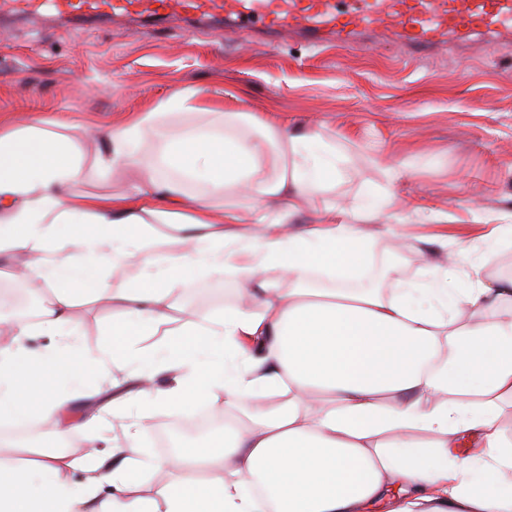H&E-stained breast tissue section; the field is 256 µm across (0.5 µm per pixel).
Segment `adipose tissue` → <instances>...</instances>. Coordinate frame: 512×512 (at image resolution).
I'll return each mask as SVG.
<instances>
[{
  "label": "adipose tissue",
  "instance_id": "obj_1",
  "mask_svg": "<svg viewBox=\"0 0 512 512\" xmlns=\"http://www.w3.org/2000/svg\"><path fill=\"white\" fill-rule=\"evenodd\" d=\"M196 95L185 87L105 134L96 166L127 185L111 196L82 192V157L68 136L0 130V260L10 277L51 291L36 321L0 315V419L38 411L59 433H88L82 449L23 461L5 443L0 512H367L380 503L388 512H512V439L500 423L512 406V321L487 317L512 306V279L484 280L472 265L459 299L480 318L464 324L446 267L390 295L308 287L313 269L365 265L374 244L359 206L288 231L298 200L342 176L343 157L319 134L217 112L142 160L143 128L192 110ZM229 189L254 203L245 227L226 228L210 207ZM133 263L144 280L111 287L109 276ZM187 270L236 271L242 296L197 317L189 338L137 347L170 319V291ZM83 296L111 308L112 346L75 345ZM36 332L56 339L39 356L24 345ZM127 363L138 366L133 398L144 415L217 404L219 443L170 460L131 444L98 453L106 417H71L69 404L87 369ZM162 370L176 374L165 389L153 384ZM49 377L59 393H45ZM260 394L267 403L253 408ZM161 467L174 473L162 498L142 495L140 471ZM75 468L86 474L78 486L66 477Z\"/></svg>",
  "mask_w": 512,
  "mask_h": 512
}]
</instances>
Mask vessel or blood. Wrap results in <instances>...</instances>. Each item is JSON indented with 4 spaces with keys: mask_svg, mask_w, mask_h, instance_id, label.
<instances>
[{
    "mask_svg": "<svg viewBox=\"0 0 512 512\" xmlns=\"http://www.w3.org/2000/svg\"><path fill=\"white\" fill-rule=\"evenodd\" d=\"M48 16L82 28L125 21L176 22L266 36L288 34L317 46L395 44L412 58L466 50L474 37L512 39V0H0V19Z\"/></svg>",
    "mask_w": 512,
    "mask_h": 512,
    "instance_id": "1",
    "label": "vessel or blood"
}]
</instances>
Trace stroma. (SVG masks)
Listing matches in <instances>:
<instances>
[{"label":"stroma","instance_id":"stroma-1","mask_svg":"<svg viewBox=\"0 0 512 512\" xmlns=\"http://www.w3.org/2000/svg\"><path fill=\"white\" fill-rule=\"evenodd\" d=\"M398 49L379 44L365 52L313 48L305 42L176 26L91 24L81 31L49 21L0 24V126L26 116L64 134L72 127L107 130L150 111L179 89H197V110L172 114L147 130L139 150L152 157L165 136L203 124L212 110L247 112L288 130L320 132L347 158L335 185L303 197L295 217L313 227L329 207L378 201L367 226L374 250L356 286L392 292L400 282H423L430 266L456 259L458 287L471 270L462 249L480 245L487 279L512 277V51L474 50L422 62L402 61ZM100 140L82 137L86 192L125 190L122 179L98 175L93 165ZM401 170L388 181L387 168ZM392 232H382V225ZM238 288L237 276L183 277L172 301L205 298L217 313ZM84 344L92 350L112 340L105 302L80 306ZM133 388L131 369L111 377L88 375L84 398L73 410L85 418L112 403V381ZM173 418L158 413L142 425L113 420L101 452L133 439L143 455L159 459L157 436ZM35 451L53 447L55 428L33 417L25 428L0 420V437Z\"/></svg>","mask_w":512,"mask_h":512}]
</instances>
